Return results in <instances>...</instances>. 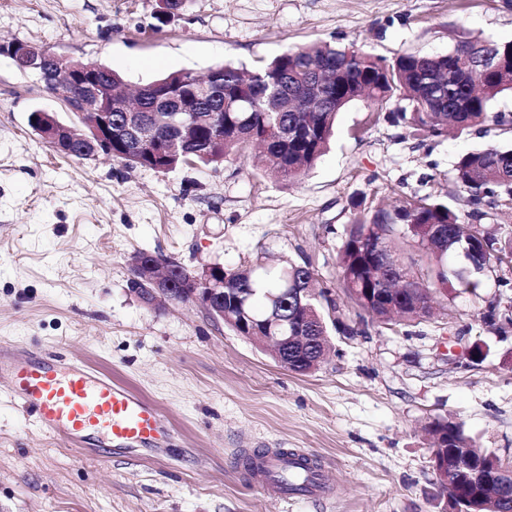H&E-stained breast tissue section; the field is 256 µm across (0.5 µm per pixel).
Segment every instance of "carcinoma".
Masks as SVG:
<instances>
[{
    "label": "carcinoma",
    "mask_w": 512,
    "mask_h": 512,
    "mask_svg": "<svg viewBox=\"0 0 512 512\" xmlns=\"http://www.w3.org/2000/svg\"><path fill=\"white\" fill-rule=\"evenodd\" d=\"M318 71L327 84L326 98L312 102L301 97L309 73ZM224 105L240 103V112L224 113L201 129V142L168 158L145 154L137 163L160 172L184 164L218 165L245 151L261 155L268 174L296 183L304 179L325 152L336 117L357 100L379 106L401 104L395 118L409 136L424 143L444 136L448 129L480 126L491 103L512 94V41L474 39L442 55L398 54L374 56L361 49L327 42L289 48L268 63L244 71L221 65ZM288 127L295 138L283 142L274 129ZM454 204L437 197L402 200L390 208L354 214L339 250L338 276L360 322L388 325L394 317L407 321L427 317L424 305L432 295L446 296L457 288L474 291L475 275L512 263V232L497 238L480 225L466 222L482 216L483 206L512 209V148L489 144L461 155L455 164ZM461 255L464 268L448 267V257ZM311 262L287 261L277 270L256 264L224 271V287L244 289L252 317L273 318L272 333L292 332L326 336L334 326L347 336L361 330L345 325L326 288H316ZM224 325L244 336L234 322L237 300L224 298ZM281 365L307 374L317 369L313 360L290 359ZM432 451L448 459L465 451L491 466L497 455L478 447L457 421L436 417L430 422ZM456 487L480 499L468 503L469 512H512V479L487 474L474 488L466 475L454 476Z\"/></svg>",
    "instance_id": "carcinoma-1"
}]
</instances>
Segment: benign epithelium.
I'll list each match as a JSON object with an SVG mask.
<instances>
[{
  "instance_id": "1",
  "label": "benign epithelium",
  "mask_w": 512,
  "mask_h": 512,
  "mask_svg": "<svg viewBox=\"0 0 512 512\" xmlns=\"http://www.w3.org/2000/svg\"><path fill=\"white\" fill-rule=\"evenodd\" d=\"M0 55L8 57L16 69L38 75L52 94H61L74 119L66 122L57 114L40 111L35 114L37 133L51 148L71 151L79 144L93 147L92 157L108 158L119 149L122 156L135 157L144 140L151 135L154 152L169 157L193 140L195 112L211 111L215 97L213 86L219 84L220 69L210 73V83L192 88L193 108L173 107L171 87L164 81L143 86L149 101L140 108H121L113 102L112 70L98 61L73 60L45 48L24 42H0ZM130 266L134 280L141 287L133 295L144 305L155 307L167 302H183L200 307L214 320L224 319V266L205 265L187 272L181 279L162 268L156 260L137 253ZM249 339L272 349L280 361L288 354L294 336H261L250 329Z\"/></svg>"
}]
</instances>
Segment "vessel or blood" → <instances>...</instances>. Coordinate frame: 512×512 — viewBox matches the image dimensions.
Returning <instances> with one entry per match:
<instances>
[{"mask_svg":"<svg viewBox=\"0 0 512 512\" xmlns=\"http://www.w3.org/2000/svg\"><path fill=\"white\" fill-rule=\"evenodd\" d=\"M7 371L10 395L39 427L81 445L102 436L131 449L165 437L167 421L160 408L128 387L89 367L80 358L57 356L35 359L10 355ZM289 458L268 451L253 471V480L287 495L280 482Z\"/></svg>","mask_w":512,"mask_h":512,"instance_id":"obj_1","label":"vessel or blood"}]
</instances>
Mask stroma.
<instances>
[{"label": "stroma", "mask_w": 512, "mask_h": 512, "mask_svg": "<svg viewBox=\"0 0 512 512\" xmlns=\"http://www.w3.org/2000/svg\"><path fill=\"white\" fill-rule=\"evenodd\" d=\"M159 0H0V40L95 60L134 88L172 72L247 68L318 42L376 56L439 55L479 36L512 41V0H187L155 29ZM69 120L38 78L0 55V345L75 353L160 406L162 449L106 456L41 430L0 376V512H444L425 427L456 419L477 446L512 461V332L485 321L512 304V269L476 291L435 296L433 315L353 337L328 336L299 375L191 304H142L130 257L159 252L186 269L234 270L310 259L346 325L356 310L337 280L348 202L377 209L445 195L459 155L512 131L482 127L418 145L376 105L336 119L327 152L297 184L264 176L244 153L172 172L59 155L32 130L34 110ZM476 343L486 359L463 354ZM268 448L315 459L321 496L281 498L243 459Z\"/></svg>", "instance_id": "35a3bbf8"}]
</instances>
